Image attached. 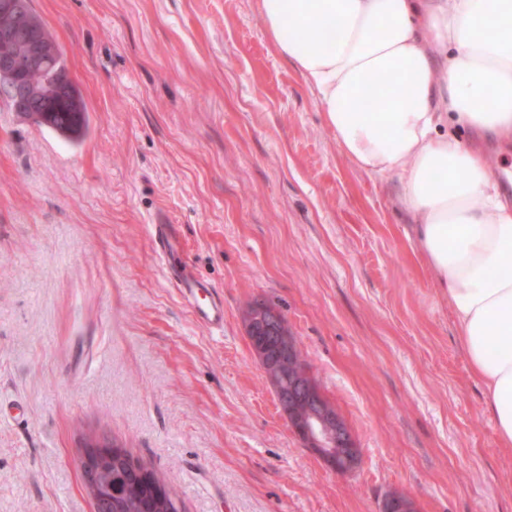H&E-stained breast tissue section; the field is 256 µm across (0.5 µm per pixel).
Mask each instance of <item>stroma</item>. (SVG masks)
Returning a JSON list of instances; mask_svg holds the SVG:
<instances>
[{
	"mask_svg": "<svg viewBox=\"0 0 512 512\" xmlns=\"http://www.w3.org/2000/svg\"><path fill=\"white\" fill-rule=\"evenodd\" d=\"M89 110L77 144L0 97V512H93L79 441L118 439L185 512H512L499 448L400 182L338 148L257 0H31ZM224 298L202 327L157 258ZM279 309L361 450L327 468L242 315ZM152 237L156 250L164 258L177 252V239L171 224H153Z\"/></svg>",
	"mask_w": 512,
	"mask_h": 512,
	"instance_id": "1",
	"label": "stroma"
}]
</instances>
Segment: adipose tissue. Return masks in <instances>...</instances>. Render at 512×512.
Masks as SVG:
<instances>
[{
    "mask_svg": "<svg viewBox=\"0 0 512 512\" xmlns=\"http://www.w3.org/2000/svg\"><path fill=\"white\" fill-rule=\"evenodd\" d=\"M257 4L271 48L315 95L340 151L361 170L398 176L498 445L512 450V203L483 147L512 148V0ZM388 72L394 98L360 107Z\"/></svg>",
    "mask_w": 512,
    "mask_h": 512,
    "instance_id": "1",
    "label": "adipose tissue"
}]
</instances>
